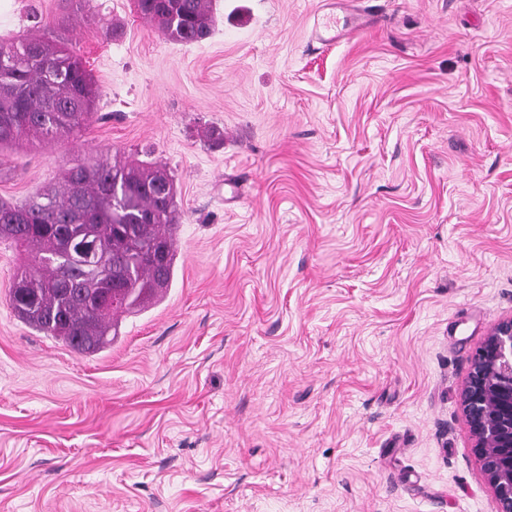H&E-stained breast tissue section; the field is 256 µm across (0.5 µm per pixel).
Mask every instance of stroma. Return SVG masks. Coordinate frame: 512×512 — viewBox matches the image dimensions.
Here are the masks:
<instances>
[{"instance_id": "stroma-1", "label": "stroma", "mask_w": 512, "mask_h": 512, "mask_svg": "<svg viewBox=\"0 0 512 512\" xmlns=\"http://www.w3.org/2000/svg\"><path fill=\"white\" fill-rule=\"evenodd\" d=\"M332 5L369 26L312 49ZM32 10L100 120L0 151V198L139 159L182 222L97 355L14 317L0 244V512H494L459 391L512 315V0H214L191 45L130 0H0V41Z\"/></svg>"}]
</instances>
